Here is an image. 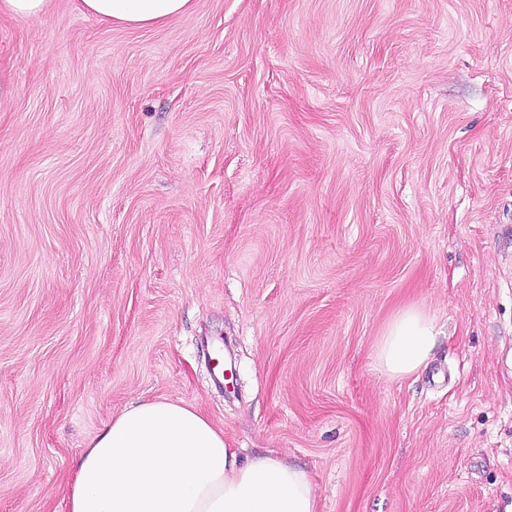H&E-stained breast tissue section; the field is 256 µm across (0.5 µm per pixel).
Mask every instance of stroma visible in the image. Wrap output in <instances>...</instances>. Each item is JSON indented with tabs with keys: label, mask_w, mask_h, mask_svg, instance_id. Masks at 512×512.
Instances as JSON below:
<instances>
[{
	"label": "stroma",
	"mask_w": 512,
	"mask_h": 512,
	"mask_svg": "<svg viewBox=\"0 0 512 512\" xmlns=\"http://www.w3.org/2000/svg\"><path fill=\"white\" fill-rule=\"evenodd\" d=\"M413 304L442 334L393 381ZM155 398L317 512H512V0L0 17V512H66ZM439 334L437 321L428 311L405 307L382 330L375 348L377 363L390 379H405L427 364Z\"/></svg>",
	"instance_id": "1"
}]
</instances>
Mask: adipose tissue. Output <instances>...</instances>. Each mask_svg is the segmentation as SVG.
I'll return each mask as SVG.
<instances>
[{"mask_svg": "<svg viewBox=\"0 0 512 512\" xmlns=\"http://www.w3.org/2000/svg\"><path fill=\"white\" fill-rule=\"evenodd\" d=\"M80 12L125 26L160 25L194 0H75ZM440 334L423 308L385 325L375 348L393 380L429 361ZM67 512H316L309 474L278 452L240 459L194 406L152 400L126 407L89 441L75 467Z\"/></svg>", "mask_w": 512, "mask_h": 512, "instance_id": "1", "label": "adipose tissue"}]
</instances>
